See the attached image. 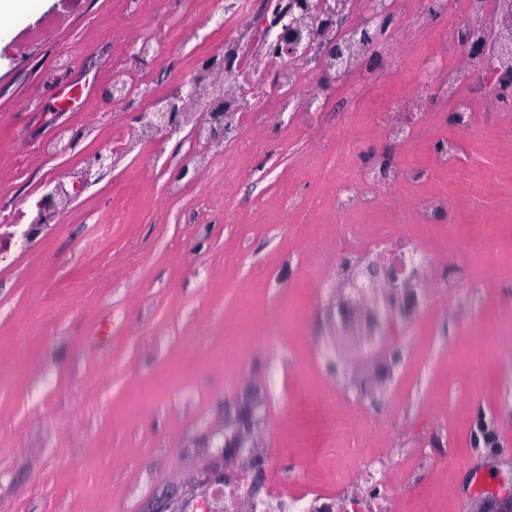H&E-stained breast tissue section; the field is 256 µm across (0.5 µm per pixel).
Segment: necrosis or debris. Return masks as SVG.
I'll use <instances>...</instances> for the list:
<instances>
[{
  "label": "necrosis or debris",
  "instance_id": "necrosis-or-debris-1",
  "mask_svg": "<svg viewBox=\"0 0 512 512\" xmlns=\"http://www.w3.org/2000/svg\"><path fill=\"white\" fill-rule=\"evenodd\" d=\"M470 24L472 40L484 38L498 18V0H210L208 35L215 44L211 59H234L233 79L220 69L185 73L188 81L218 84L224 89L222 117L235 129L233 138L210 142L206 120L197 107L180 114L182 128L197 142L180 154L166 157L163 165L192 171H208L223 160L225 175L244 170L245 157L261 143L259 133L268 125L285 130H314L334 89L345 92L344 109L357 111L358 98L380 84L382 75L368 67V59L396 64L402 52L404 30L384 28L386 16L402 17L425 10ZM343 13L348 25H329L331 13ZM299 30L301 59L276 55L285 27ZM336 44L341 58L330 57L327 47ZM512 64V41L503 43L495 57L468 55L459 46L454 25L441 31L430 53L417 65L416 78L401 93L369 114L368 124L379 143L404 146L419 141L421 134L441 140L432 172L402 167L391 162L360 165L354 146L337 153L336 166H353L349 178L337 180L320 208L322 221L336 227L337 244L355 251H371L386 259H401L426 267L431 258L421 249L424 240H447L453 223L472 200L470 188L443 182V175L463 162V142L448 135L447 123L433 113L440 99L450 98L454 109L475 116L478 108L494 107L512 122V106L495 96L476 100L469 76H478L485 87L496 82L497 69ZM108 80L131 94V101L147 118L139 124L113 129L102 140L99 154L128 158L153 155L159 140L154 125L166 112L170 97L156 92L143 79L130 76L114 63ZM332 497L308 482L304 470L288 475L287 488H274L248 498L245 484L224 490L226 512H324Z\"/></svg>",
  "mask_w": 512,
  "mask_h": 512
}]
</instances>
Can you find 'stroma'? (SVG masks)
Returning a JSON list of instances; mask_svg holds the SVG:
<instances>
[{"label":"stroma","instance_id":"obj_1","mask_svg":"<svg viewBox=\"0 0 512 512\" xmlns=\"http://www.w3.org/2000/svg\"><path fill=\"white\" fill-rule=\"evenodd\" d=\"M146 9L139 18L127 16L124 0H31L29 13L0 33V182L9 181L16 207L47 173L92 156L89 115L113 109L103 95L122 50L113 27L168 39L156 0ZM55 15L64 23L30 38ZM447 25L443 16L420 17L412 52L377 98L406 87L430 33ZM77 45L62 81L82 87L85 100L63 112L46 77ZM207 50L185 35L178 53L143 74L169 89ZM340 103L333 96L317 130L265 134L247 158L257 176L232 183L234 219L204 207L222 187L223 162L170 199L147 161L129 160L0 264V512H147L167 491L183 512L200 470L226 466L203 429L223 428L225 399H243L253 386L262 400L264 488L288 465L324 487L344 471L348 480L334 487L339 504L355 497L363 512L383 501L408 512L409 487L448 479L451 494L430 498L427 512H512V152L482 146L497 116L480 113L462 135V173L491 169L501 181L454 231L463 238L483 224L488 241L451 255L488 285L461 299L445 288L429 294L419 329L397 338L400 364L372 398L357 391L372 366L354 364L339 381L315 357L330 324L310 248L335 241L336 227L311 224L297 236L296 216L279 205L294 168L302 170L297 190L313 200L343 143L355 142L366 160L376 152ZM62 127L78 135L72 150L33 157ZM329 416L341 423V452L320 461ZM483 419L494 424L488 445L476 440ZM352 448L373 457L367 477L354 475Z\"/></svg>","mask_w":512,"mask_h":512}]
</instances>
